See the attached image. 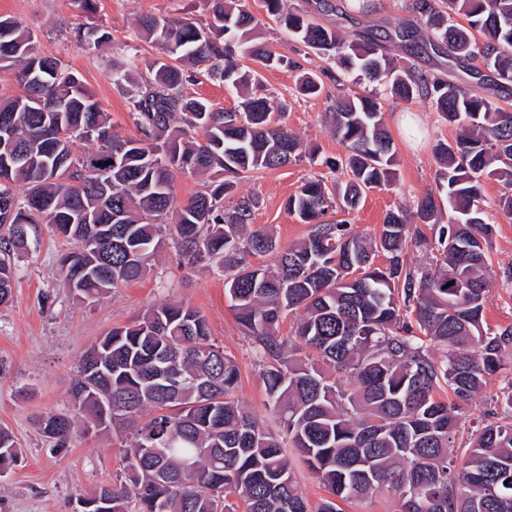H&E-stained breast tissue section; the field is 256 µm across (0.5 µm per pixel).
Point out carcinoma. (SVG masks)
I'll return each mask as SVG.
<instances>
[{
  "mask_svg": "<svg viewBox=\"0 0 512 512\" xmlns=\"http://www.w3.org/2000/svg\"><path fill=\"white\" fill-rule=\"evenodd\" d=\"M206 4L202 27L186 18L139 19L166 58L134 89L125 64H112V85L129 95L134 138L114 131L78 72L41 54L21 21L0 18V67L17 68L24 88L0 100V123L29 154L19 160L16 148L0 146V215H13L0 222V304L12 299V258L37 243L36 224L72 244L60 276L78 300L144 277L168 236L181 266L224 271L225 294L265 363L268 407L279 421L272 431L234 399L239 368L199 310L156 304L90 345L69 389L72 414L41 420L53 452L68 447L78 422L86 433L128 432L117 482L75 501L104 498L105 512H235L232 496L245 512H309L283 451L288 441L330 494L317 512H340L339 502L376 494L394 497L399 512H512V380L498 404L502 420L476 430L466 460L449 456L461 410L512 348V325L492 329L483 320L494 236L484 183L502 184L497 206L512 219V112L458 83L415 74L372 38L349 40L307 13L284 11L283 0H263L267 14L313 52L404 101L428 99L461 129L435 144L436 190L415 212L390 211L378 234H354L325 215L353 210L366 192L391 183L396 151L376 98H339L330 122L346 154L325 165L345 167L347 180L311 178L288 198V212L309 231L282 247L270 232L250 228L258 198L242 195L230 211L224 198L242 174L314 163L315 150L266 98L245 96L240 108L224 111L184 88L199 66L211 80L249 87L256 75L240 66L239 52L264 68L288 57L252 43L259 19L245 0ZM412 12L448 66L479 58L497 80L512 83V0H413ZM75 36L95 48L112 39L98 27ZM78 140L96 147L78 155ZM176 171L208 176L205 188L178 200ZM437 195L447 200L446 219ZM410 242L431 253L432 268L406 265ZM249 255L271 264L253 265ZM380 255L383 267L375 264ZM297 310L290 341L278 327ZM98 364L111 367L108 376L88 378ZM443 385L447 400L437 397ZM19 455L16 438L1 427L0 475Z\"/></svg>",
  "mask_w": 512,
  "mask_h": 512,
  "instance_id": "carcinoma-1",
  "label": "carcinoma"
}]
</instances>
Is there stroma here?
Here are the masks:
<instances>
[{
	"mask_svg": "<svg viewBox=\"0 0 512 512\" xmlns=\"http://www.w3.org/2000/svg\"><path fill=\"white\" fill-rule=\"evenodd\" d=\"M315 2L287 0L285 7L315 14L323 26L350 39L370 31L390 33L386 47L395 62L427 76H447L446 56L428 49L411 55L405 43L394 37L400 26L416 21L411 0H373L371 11L366 13L359 12L355 0H328L332 11L321 13L316 12ZM248 4L260 20L262 42L269 50L287 55L290 66L262 70L260 82L244 93L205 78L186 84L185 91L226 110L236 108L245 95L270 97L284 106V124L315 148L319 157L314 165L302 161L246 173L240 181L241 194L260 199L251 226L270 231L284 247L307 234V225L288 213L285 202L308 178L321 177L329 184L342 179L341 171L321 166L320 161L343 158L345 150L330 127V105L336 96L355 92L375 96L382 106L396 149V183L368 192L357 209L331 211L327 218L346 220L354 231L372 235L379 232L387 212L414 211L418 199L435 187L438 166L433 147L437 141L453 140L456 126L428 100L403 101L392 96L386 86L360 79L338 63L317 56L269 17L261 0H248ZM147 14L188 18L201 26L208 21L202 0H95L89 11L77 8L73 0H0V17L21 20L45 55L76 70L109 112L116 131L125 137L135 136L136 129L126 99L112 86L107 64L112 59H129L135 63L134 80L148 75L161 51L139 32L137 20ZM96 25L111 31L112 42L91 50L76 39L75 30ZM304 71L322 78L320 97L298 93L297 80ZM406 115L417 122V139H408L402 130L401 119ZM502 192L497 181L484 185L489 220L495 226L484 320L493 329L512 324V282L504 276L512 269V219L497 207ZM38 235V245L21 252L15 260L12 301L0 305V427L12 432L21 452L19 462L0 477V512H72L77 494L112 483L122 471L125 461L119 437L78 432L68 448L54 453L50 450L52 440L42 432L38 420L47 414L69 412L68 390L80 356L97 336L129 323L160 302L184 301L206 316L213 339L239 366L235 398L265 424L274 425L266 408L264 366L229 306L222 272L181 269L173 249L166 246L143 279L98 300L79 302L58 277V258L67 250V243L44 224ZM511 378L512 349L505 355L503 369L467 405L451 450L455 459L468 454L473 431L480 422L491 419L501 389Z\"/></svg>",
	"mask_w": 512,
	"mask_h": 512,
	"instance_id": "1",
	"label": "stroma"
}]
</instances>
